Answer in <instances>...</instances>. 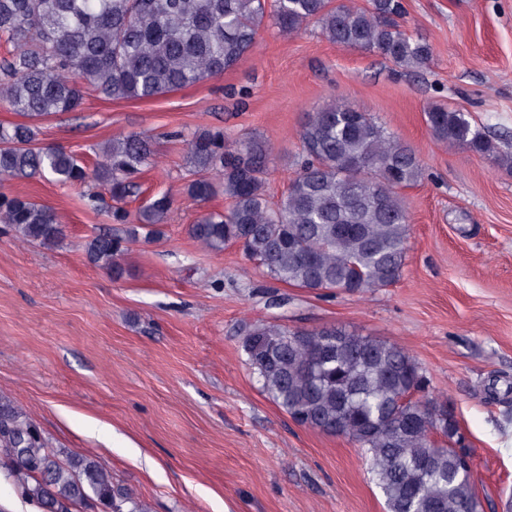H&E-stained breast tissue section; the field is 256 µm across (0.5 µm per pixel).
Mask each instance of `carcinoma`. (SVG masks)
<instances>
[{"mask_svg": "<svg viewBox=\"0 0 512 512\" xmlns=\"http://www.w3.org/2000/svg\"><path fill=\"white\" fill-rule=\"evenodd\" d=\"M402 0H0V103L25 118L0 126V177L50 174L63 185L90 179L109 187L112 222L123 237L99 233L85 245L95 265L122 274L121 258L141 238L162 234L174 204L162 194L132 214L120 203L139 194L140 174L155 163L150 135L113 138L88 169L75 152L44 147L36 122L75 112L88 91L113 100L151 99L220 77L255 46L265 20L283 35L313 24L329 42L374 52L398 67L426 66L431 46L401 29ZM434 138L512 162L466 113L432 105ZM298 172L276 204L268 200L271 147L219 129L186 139L195 175L187 195L218 192L223 212L201 215L188 231L220 252L238 244L273 280L311 292L360 293L401 276L410 232L400 191L422 177L416 152L368 113L330 104L307 114ZM0 224L17 237L54 247L66 237L53 209L0 195ZM246 363L275 404L299 425L353 442L383 494L386 512H483L473 472L454 448L455 433L424 420L426 377L402 347L343 327L295 330L273 323L242 329ZM0 461L12 465L22 495L42 512H150L114 483L96 460L63 454L11 400L0 397Z\"/></svg>", "mask_w": 512, "mask_h": 512, "instance_id": "carcinoma-1", "label": "carcinoma"}]
</instances>
